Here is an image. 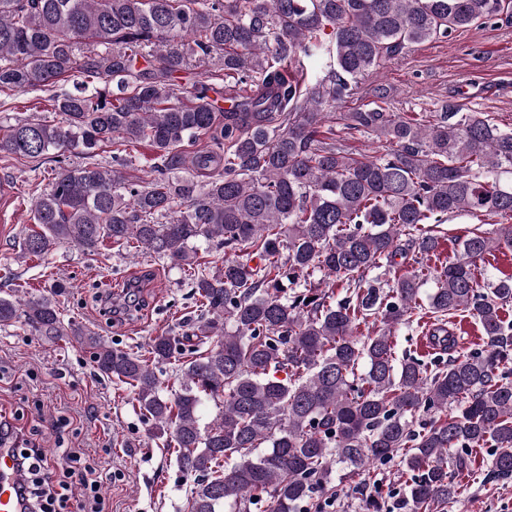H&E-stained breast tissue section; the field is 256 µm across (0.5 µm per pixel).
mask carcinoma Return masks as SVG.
I'll return each mask as SVG.
<instances>
[{
	"label": "carcinoma",
	"mask_w": 512,
	"mask_h": 512,
	"mask_svg": "<svg viewBox=\"0 0 512 512\" xmlns=\"http://www.w3.org/2000/svg\"><path fill=\"white\" fill-rule=\"evenodd\" d=\"M511 10L512 0H0L1 106L81 77L48 98L54 120L0 123V155L52 172L32 198L23 254L134 239L190 272L200 308L180 335L154 337L147 359L64 327L51 293L0 297V325L22 318L41 336H70L133 391L192 483L188 512H307L313 498L322 512L336 465L397 455L412 473L397 508L434 512L489 442L493 473L512 477V380L500 371L512 361V277L484 288L476 274V261L512 248V130L482 112L427 124L377 103L341 111L382 59ZM81 40L92 49L79 57ZM194 59L203 79L183 87ZM229 78L242 90L226 110ZM338 130L374 135L388 153L345 150ZM144 143L152 178L134 181L127 150ZM105 148L109 168L97 160ZM462 213L508 223L475 228L430 266L435 226ZM429 279L435 357L397 364L392 329L422 309ZM460 312L487 337L462 360ZM371 321L379 329L358 338ZM173 361L177 390L158 376Z\"/></svg>",
	"instance_id": "obj_1"
}]
</instances>
